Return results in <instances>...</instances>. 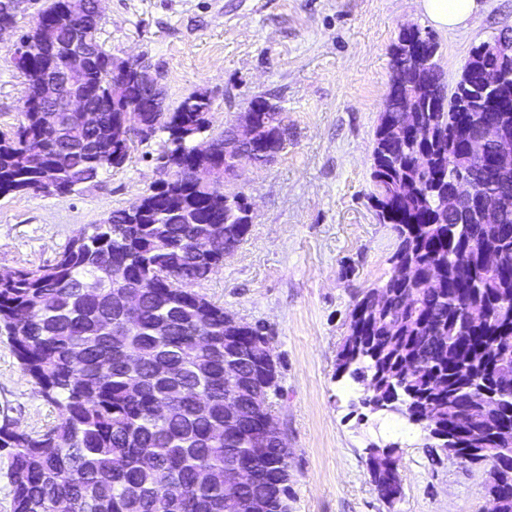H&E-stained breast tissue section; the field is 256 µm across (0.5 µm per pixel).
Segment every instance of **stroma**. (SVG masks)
Segmentation results:
<instances>
[{"label":"stroma","mask_w":512,"mask_h":512,"mask_svg":"<svg viewBox=\"0 0 512 512\" xmlns=\"http://www.w3.org/2000/svg\"><path fill=\"white\" fill-rule=\"evenodd\" d=\"M467 29L434 31L455 83L471 49L512 25V0H483ZM430 30L417 0H103L98 37L118 58L159 67L168 106L196 90L212 99L207 136L236 123L257 96L284 110L290 136L277 160L244 165L236 183L253 204L240 247L194 291L248 323H263L281 360L274 417L288 432L291 512H490L487 465L431 448L421 425L363 406L367 391L336 376V355L358 296L392 273L396 239L371 205L374 132L403 27ZM432 30V29H431ZM24 77L0 42V131L23 119ZM164 135L65 195L0 198V270L54 261L74 238L165 179ZM32 434L57 424L0 337V420ZM393 445L403 492L377 494L371 445Z\"/></svg>","instance_id":"obj_1"}]
</instances>
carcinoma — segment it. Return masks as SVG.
Listing matches in <instances>:
<instances>
[{"label":"carcinoma","instance_id":"obj_1","mask_svg":"<svg viewBox=\"0 0 512 512\" xmlns=\"http://www.w3.org/2000/svg\"><path fill=\"white\" fill-rule=\"evenodd\" d=\"M39 23L24 33L34 40L28 51L14 50L17 69L35 98L38 76L52 43L66 44L75 34L65 0H50ZM417 27L401 31L391 50V70L401 81L399 94L387 97L375 131L371 178L376 217L391 225L398 245L392 262L411 263L433 273L431 287L388 278L389 305L357 317L363 298L350 312L348 334L338 351L343 359L361 357L346 371L371 387L366 403L385 404L402 397L409 409L432 403L438 430L448 432V411L467 406L449 453L489 465L487 493L495 512H512V454L495 440V431L512 429V168L495 157L503 146L499 129L512 135V64L499 65L474 47L464 69L475 72L471 86L449 87L438 62V42L422 72L402 58ZM94 59L80 81L100 110L99 125L88 127L78 112L52 113L32 106L17 130L0 133V196L31 192L42 175L30 150L46 151L47 169L68 195L94 182L113 163L112 109H143L146 98L129 80L112 90V54L96 44ZM212 101L194 91L157 119L144 120L168 135L162 158L174 171L157 194L144 197L142 213L132 218L115 210L100 224L72 240L53 263L17 270L0 278V335L7 337L22 371L54 405L60 422L30 434L10 421L0 423V449L8 450V479L14 512H54L68 502L72 512H246L243 502L263 499L268 512H290L292 500L288 445L278 438L259 441L265 414L252 409V394L282 395L280 358L264 359L270 337L265 325L228 322L230 312L188 285L201 281L224 262V247L212 255L193 252L204 236L242 242L249 232L245 197L230 192L212 198L191 171L208 161L190 145L208 127ZM412 110L418 128L393 140L389 127ZM279 127L274 142L288 141L287 117L261 112ZM486 142L481 157L470 155L468 141ZM424 170L414 167L419 154ZM473 178L474 197L499 200L494 221L476 204H445L456 179ZM492 227H486V223ZM500 252L504 264L491 269L482 252ZM119 272L125 286L139 293L140 306L123 315L112 302L114 288L91 294L90 275ZM481 306L487 318L475 323L470 310ZM166 366L162 374L157 365ZM208 402L204 414L199 398ZM237 400L231 413L225 399ZM215 427L224 436L213 435ZM397 448L386 447L370 471L379 497L400 488ZM250 467L255 480L231 491L224 483L199 484L205 468L224 471Z\"/></svg>","mask_w":512,"mask_h":512}]
</instances>
